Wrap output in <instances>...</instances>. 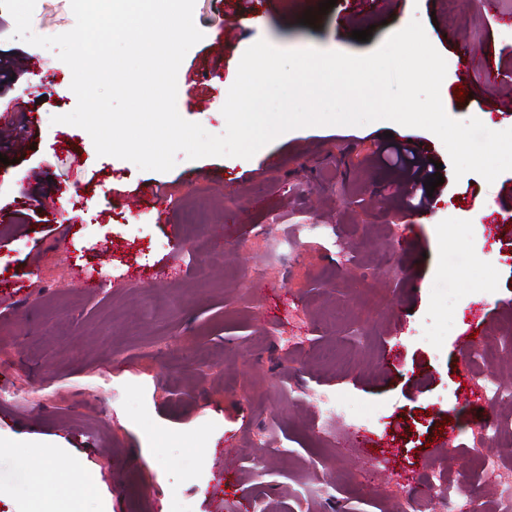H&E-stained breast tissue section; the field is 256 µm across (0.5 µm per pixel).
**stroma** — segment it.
<instances>
[{
    "instance_id": "35a3bbf8",
    "label": "stroma",
    "mask_w": 512,
    "mask_h": 512,
    "mask_svg": "<svg viewBox=\"0 0 512 512\" xmlns=\"http://www.w3.org/2000/svg\"><path fill=\"white\" fill-rule=\"evenodd\" d=\"M481 2L451 13L443 0H336L323 14L320 0H195L204 37L180 65L178 112L222 134L258 40L365 55L415 18L447 62L449 116L512 128L499 112L512 103V27ZM74 24L71 0H36L35 34ZM14 29L0 8V512H253L258 499L268 512H434L415 487L437 470L512 512V459L483 436L512 429V409L480 398L512 353L459 350L477 309L484 342L512 325V173L455 178L437 136L386 120L145 171L53 123L76 106L71 70ZM466 50L498 80L462 75ZM391 135L442 165L424 223L407 220L402 176L377 157ZM400 237L412 248L394 251ZM315 391L339 399L347 423ZM359 434L393 453L357 447ZM33 460L56 469L55 485L29 490ZM80 467L96 478L88 497L67 490Z\"/></svg>"
}]
</instances>
